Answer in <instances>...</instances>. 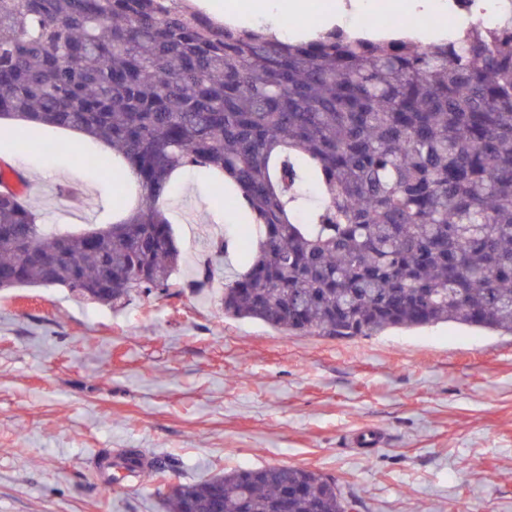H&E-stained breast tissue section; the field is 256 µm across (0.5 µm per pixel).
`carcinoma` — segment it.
<instances>
[{
	"label": "carcinoma",
	"mask_w": 512,
	"mask_h": 512,
	"mask_svg": "<svg viewBox=\"0 0 512 512\" xmlns=\"http://www.w3.org/2000/svg\"><path fill=\"white\" fill-rule=\"evenodd\" d=\"M422 47L337 26L289 43L193 0H0V121L71 129L133 174L126 216L48 233L0 193V289L117 305L173 287L159 205L202 171L256 239L224 314L353 340L441 322L512 333V0ZM325 198L310 203L304 186ZM356 512L336 479L288 464L158 489L167 512Z\"/></svg>",
	"instance_id": "cac0c4a2"
}]
</instances>
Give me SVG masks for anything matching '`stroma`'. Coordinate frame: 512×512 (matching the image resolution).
Returning <instances> with one entry per match:
<instances>
[{
    "label": "stroma",
    "instance_id": "1",
    "mask_svg": "<svg viewBox=\"0 0 512 512\" xmlns=\"http://www.w3.org/2000/svg\"><path fill=\"white\" fill-rule=\"evenodd\" d=\"M66 130L0 132V162L34 185L45 226L117 215L101 144ZM181 250L168 296L93 304L64 288L0 291V512H164L159 481L276 463L335 477L356 512H512V335L455 324L354 340L225 317L238 224L201 173L166 204ZM232 250L212 257L211 245ZM214 275L192 288L200 265ZM378 430L379 446L355 444ZM164 467L102 495L104 455Z\"/></svg>",
    "mask_w": 512,
    "mask_h": 512
}]
</instances>
